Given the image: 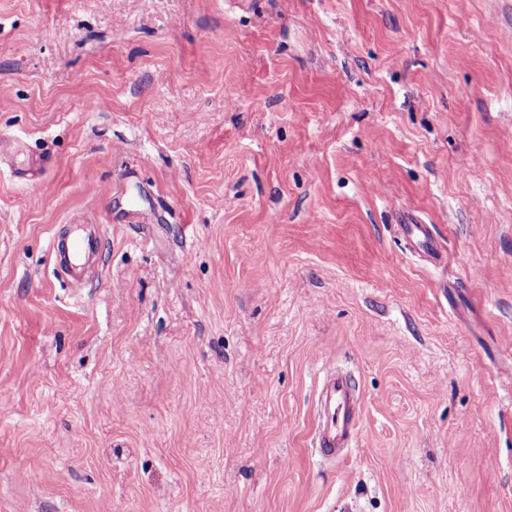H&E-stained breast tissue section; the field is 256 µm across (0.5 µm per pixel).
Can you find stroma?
Returning <instances> with one entry per match:
<instances>
[{
    "instance_id": "35a3bbf8",
    "label": "stroma",
    "mask_w": 512,
    "mask_h": 512,
    "mask_svg": "<svg viewBox=\"0 0 512 512\" xmlns=\"http://www.w3.org/2000/svg\"><path fill=\"white\" fill-rule=\"evenodd\" d=\"M347 504L512 512V0H0V512ZM398 228L410 250L423 252L432 259L438 260L439 250L431 236L428 225L401 224L398 225ZM95 246V241L82 234H75L71 237L57 241H52V248L57 249L65 258L73 261L75 255L84 256L87 252L91 251ZM317 406L320 423L315 445L321 457L333 459L342 448H351L357 437L359 407L354 382L345 374L327 372Z\"/></svg>"
}]
</instances>
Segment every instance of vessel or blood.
<instances>
[{"label": "vessel or blood", "instance_id": "1", "mask_svg": "<svg viewBox=\"0 0 512 512\" xmlns=\"http://www.w3.org/2000/svg\"><path fill=\"white\" fill-rule=\"evenodd\" d=\"M399 231L410 250L420 251L431 258H438L439 250L431 236L428 225L403 224ZM52 246L65 258L85 255L95 242L81 234L53 241ZM320 423L315 439L319 455L335 458L341 449L351 447L357 437L359 407L355 396V384L345 374L326 373L317 395Z\"/></svg>", "mask_w": 512, "mask_h": 512}]
</instances>
